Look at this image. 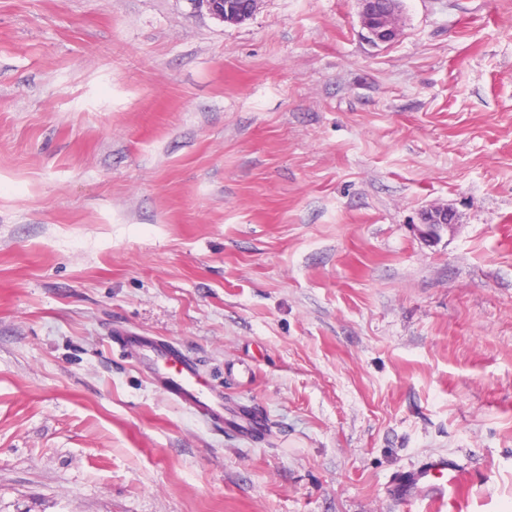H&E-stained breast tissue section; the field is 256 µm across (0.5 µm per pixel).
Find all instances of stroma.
Segmentation results:
<instances>
[{
  "label": "stroma",
  "instance_id": "1",
  "mask_svg": "<svg viewBox=\"0 0 512 512\" xmlns=\"http://www.w3.org/2000/svg\"><path fill=\"white\" fill-rule=\"evenodd\" d=\"M359 13L0 0V512H422L387 491L431 455L512 512V0ZM210 14L229 24H240L254 15L260 0H195ZM361 24L366 30V39L374 44H388L400 35V13L392 0H358ZM454 215L448 207H433L422 214V224L419 234L423 238H435L444 228H451ZM119 346L153 371L157 385L164 392L203 420L216 422L240 435H253L262 426L260 415L251 408H242L230 418L225 417L223 393L205 382L192 358L172 344L127 336Z\"/></svg>",
  "mask_w": 512,
  "mask_h": 512
}]
</instances>
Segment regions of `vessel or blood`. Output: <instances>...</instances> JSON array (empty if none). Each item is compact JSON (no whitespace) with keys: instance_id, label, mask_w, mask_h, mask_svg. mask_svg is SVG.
Instances as JSON below:
<instances>
[{"instance_id":"1","label":"vessel or blood","mask_w":512,"mask_h":512,"mask_svg":"<svg viewBox=\"0 0 512 512\" xmlns=\"http://www.w3.org/2000/svg\"><path fill=\"white\" fill-rule=\"evenodd\" d=\"M121 349L135 355L148 366L158 386L200 418L223 425L240 435H251L262 425L253 409L225 416L224 396L204 381L187 354L165 341H146L137 336L124 338ZM467 476L445 456H433L404 472L389 488L391 496L402 502H421L423 512H444L457 508Z\"/></svg>"}]
</instances>
